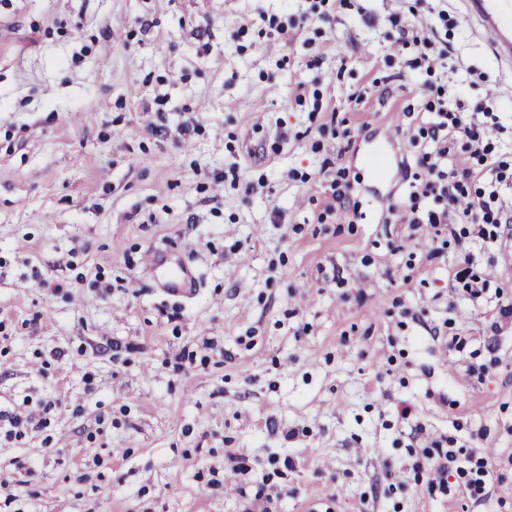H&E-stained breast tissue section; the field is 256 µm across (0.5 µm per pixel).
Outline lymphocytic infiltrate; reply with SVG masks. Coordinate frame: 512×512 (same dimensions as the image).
I'll return each mask as SVG.
<instances>
[{
  "instance_id": "1",
  "label": "lymphocytic infiltrate",
  "mask_w": 512,
  "mask_h": 512,
  "mask_svg": "<svg viewBox=\"0 0 512 512\" xmlns=\"http://www.w3.org/2000/svg\"><path fill=\"white\" fill-rule=\"evenodd\" d=\"M494 102L489 94L483 103L471 106L457 96L452 106L430 109L428 121L418 130L430 145L416 159L405 200L389 208L399 223L437 229L464 220L476 228L474 245L501 240L503 225L512 223V206L503 196L504 189L512 187V168L492 157L487 143L488 135L502 128ZM458 138L477 160L478 169L458 166L450 149ZM473 179L480 181V188L470 187Z\"/></svg>"
}]
</instances>
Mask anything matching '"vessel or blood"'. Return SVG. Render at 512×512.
Masks as SVG:
<instances>
[{
    "instance_id": "vessel-or-blood-1",
    "label": "vessel or blood",
    "mask_w": 512,
    "mask_h": 512,
    "mask_svg": "<svg viewBox=\"0 0 512 512\" xmlns=\"http://www.w3.org/2000/svg\"><path fill=\"white\" fill-rule=\"evenodd\" d=\"M460 17L482 34L506 64H512V0H463Z\"/></svg>"
}]
</instances>
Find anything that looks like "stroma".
<instances>
[{"instance_id":"stroma-1","label":"stroma","mask_w":512,"mask_h":512,"mask_svg":"<svg viewBox=\"0 0 512 512\" xmlns=\"http://www.w3.org/2000/svg\"><path fill=\"white\" fill-rule=\"evenodd\" d=\"M415 5L0 0V512H512V238L388 221L449 87L512 158V71ZM472 256L470 251L461 256V263L466 266L458 272L460 275L459 277L457 276V278L463 280L462 288H464L469 298L471 300H479L485 292L487 279L483 278L479 273L470 270V265H473ZM437 452L438 461L431 468L432 477L428 480V487L431 490L438 488L440 491H447L448 469H455L456 473H464L471 459L463 455L460 450L437 449Z\"/></svg>"}]
</instances>
